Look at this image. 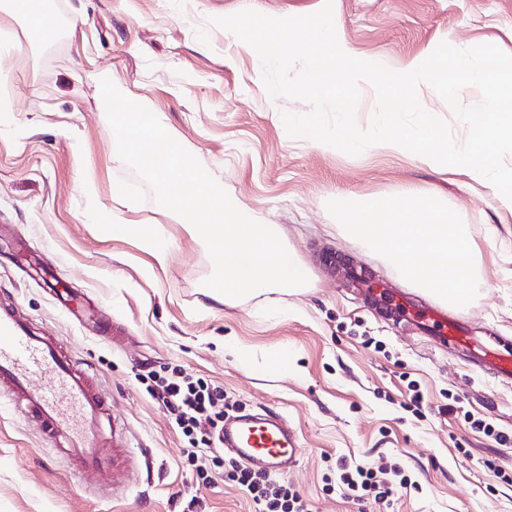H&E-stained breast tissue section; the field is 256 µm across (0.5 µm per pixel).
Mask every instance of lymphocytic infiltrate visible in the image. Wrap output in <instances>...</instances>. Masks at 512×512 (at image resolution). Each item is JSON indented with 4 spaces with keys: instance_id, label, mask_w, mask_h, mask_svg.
<instances>
[{
    "instance_id": "f902f5d3",
    "label": "lymphocytic infiltrate",
    "mask_w": 512,
    "mask_h": 512,
    "mask_svg": "<svg viewBox=\"0 0 512 512\" xmlns=\"http://www.w3.org/2000/svg\"><path fill=\"white\" fill-rule=\"evenodd\" d=\"M142 382L147 394L167 410L181 430L186 441L182 450L184 462L199 477H206L215 469L222 470L225 479L248 491L256 512H310L306 500L273 475L225 459L219 445L220 434L224 430V417L232 406L226 401L222 387L194 377L178 366L164 374L149 372ZM337 468L340 483L350 495L368 492L382 504L391 503L398 489L408 483L403 469L396 464L366 468L342 458Z\"/></svg>"
}]
</instances>
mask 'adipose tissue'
Masks as SVG:
<instances>
[{"instance_id":"1","label":"adipose tissue","mask_w":512,"mask_h":512,"mask_svg":"<svg viewBox=\"0 0 512 512\" xmlns=\"http://www.w3.org/2000/svg\"><path fill=\"white\" fill-rule=\"evenodd\" d=\"M22 15L30 34L45 39L56 31L54 16L34 8L31 0H0V14ZM426 215V223L415 220ZM349 229L385 255L409 281L430 289L442 299L465 305L478 283L473 276L474 257L459 225L442 219L433 194L409 200L374 198L368 207L350 217ZM456 287H449V279Z\"/></svg>"}]
</instances>
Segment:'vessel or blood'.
<instances>
[{
  "label": "vessel or blood",
  "instance_id": "1",
  "mask_svg": "<svg viewBox=\"0 0 512 512\" xmlns=\"http://www.w3.org/2000/svg\"><path fill=\"white\" fill-rule=\"evenodd\" d=\"M364 298L395 318L413 324L433 344L463 353L476 370L512 383V347L473 333L436 303H417L410 294L361 282ZM8 391L15 413L38 420L60 452L87 471L109 474L113 462L101 425L107 412L87 370L77 367L41 330L15 310L0 306V392ZM222 444L269 474L293 466L298 438L280 414L240 412L224 421Z\"/></svg>",
  "mask_w": 512,
  "mask_h": 512
}]
</instances>
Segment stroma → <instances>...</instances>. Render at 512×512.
Masks as SVG:
<instances>
[{"instance_id": "obj_1", "label": "stroma", "mask_w": 512, "mask_h": 512, "mask_svg": "<svg viewBox=\"0 0 512 512\" xmlns=\"http://www.w3.org/2000/svg\"><path fill=\"white\" fill-rule=\"evenodd\" d=\"M324 0H49L54 39L2 17L15 47L0 56L11 112L0 115V305L51 336L112 406L123 476L100 477L57 452L0 398V512H254L245 490L183 463L184 439L141 377L179 366L221 386L249 412L279 413L296 432L283 484L311 512H512V385L469 370L410 324L364 305L347 277H370L431 299L345 226L343 208L383 196L433 193L465 230L481 286L462 309L472 329L512 337V207L461 171L374 150L349 155L290 137L248 45L208 18L250 8L290 17ZM357 54L396 68L448 43L512 54V0H333ZM159 115L179 143L254 220L277 225L308 283L225 304L205 280L214 266L197 230L153 199L115 195L136 174L118 156L101 107L102 78ZM140 225L165 239L159 266ZM112 325L98 333V323ZM249 353L251 367L226 349ZM287 352V369L271 358ZM398 462L409 484L391 507L328 482L336 462ZM108 230L118 233L140 234L144 246L151 252L152 256L160 266L166 265L169 260V248L166 243L152 237L147 233H141L140 228L127 224H109Z\"/></svg>"}]
</instances>
